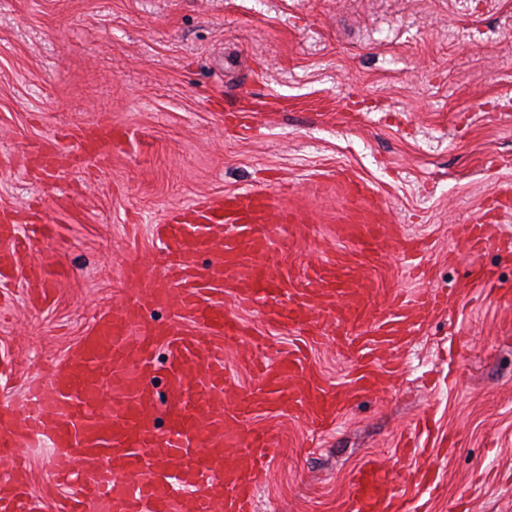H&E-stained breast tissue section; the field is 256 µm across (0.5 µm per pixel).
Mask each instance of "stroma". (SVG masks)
<instances>
[{
    "label": "stroma",
    "mask_w": 512,
    "mask_h": 512,
    "mask_svg": "<svg viewBox=\"0 0 512 512\" xmlns=\"http://www.w3.org/2000/svg\"><path fill=\"white\" fill-rule=\"evenodd\" d=\"M90 124L134 141L88 167L26 163L29 145ZM349 179L383 194L373 220L419 239L430 269L414 279L391 253L363 274L383 294L454 288L451 310L424 316L321 436L284 409L257 418L277 453L255 512H351L349 481L371 455L402 477L430 470L420 512L457 499L512 512V312L468 278L479 263L512 292V259L454 249L456 226L491 218L512 190V0H0V212L41 210L55 237L33 256L68 272L46 306L14 288L6 399L24 404L120 299L128 267L159 272L152 227L171 208L265 189L304 226L282 265L295 277L321 251L348 256L334 229L361 208ZM340 334L276 333L263 353L304 344L341 395L358 367ZM424 414L439 445L414 461L397 443ZM24 455L30 491L53 497L58 460Z\"/></svg>",
    "instance_id": "1"
}]
</instances>
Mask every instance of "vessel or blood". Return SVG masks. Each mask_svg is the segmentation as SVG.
Returning a JSON list of instances; mask_svg holds the SVG:
<instances>
[{
  "instance_id": "obj_1",
  "label": "vessel or blood",
  "mask_w": 512,
  "mask_h": 512,
  "mask_svg": "<svg viewBox=\"0 0 512 512\" xmlns=\"http://www.w3.org/2000/svg\"><path fill=\"white\" fill-rule=\"evenodd\" d=\"M128 136L109 126L79 127L55 144H33L30 153L47 171L64 149L92 163ZM295 221L293 212L274 211L264 190L247 188L156 225L160 274L130 266L118 307L94 317L78 345L49 368L47 382L30 384L26 408L0 403V462L9 464L0 476V512H39L19 477L22 446L50 449L66 462L55 480L67 492L49 503L50 512H253L273 454L255 416L284 408L321 429L340 416L347 398L373 390L382 354L420 331L418 311L448 301L425 289L410 303L395 295L376 305L378 290L358 264L333 256L311 262L300 277L285 276L284 231ZM51 236L38 212L0 214L1 289L19 278L34 297L48 298L54 276L32 249ZM336 238L371 260L395 249L410 273L421 272V242L389 225L340 224ZM456 241L473 251L496 248L500 227L461 224ZM224 293L238 309L263 308L273 328L321 337L325 325H341L336 345L359 362L347 398L307 376L295 345L276 358L252 360L260 385L237 390L224 369V344L250 330L225 310ZM154 309L169 311V318L153 319ZM160 348L167 356L162 369ZM399 483L378 461H366L351 478L353 512H387Z\"/></svg>"
}]
</instances>
